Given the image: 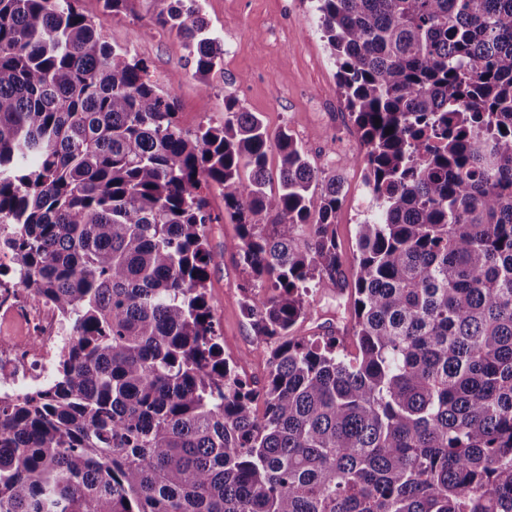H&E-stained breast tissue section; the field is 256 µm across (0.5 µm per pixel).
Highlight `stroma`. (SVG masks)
<instances>
[{
    "instance_id": "1",
    "label": "stroma",
    "mask_w": 512,
    "mask_h": 512,
    "mask_svg": "<svg viewBox=\"0 0 512 512\" xmlns=\"http://www.w3.org/2000/svg\"><path fill=\"white\" fill-rule=\"evenodd\" d=\"M212 32L224 41V63L200 82L184 42L155 25L163 0H130L112 14L104 0H80L88 17L102 20L109 44L148 61L163 88L173 92L183 130L224 119V98L234 95L244 110L259 115L269 132L288 128L318 168L342 182L336 213L340 269L335 295L310 293L312 307L345 317L346 289L357 269V225L369 205L362 192L366 146L347 112L336 68L317 28L310 0H198ZM214 217L207 227L211 251L209 283L214 321L224 354L256 381L269 371L265 345L241 314L247 279L238 254L234 223L218 190L208 195Z\"/></svg>"
}]
</instances>
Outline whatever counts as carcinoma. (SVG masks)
<instances>
[{
	"mask_svg": "<svg viewBox=\"0 0 512 512\" xmlns=\"http://www.w3.org/2000/svg\"><path fill=\"white\" fill-rule=\"evenodd\" d=\"M78 2L0 0L4 244L73 336L0 401V512H512V0H315L374 208L352 350L292 335L336 292L338 178L231 97L183 130ZM165 2L207 81L224 41ZM212 188L261 383L215 329Z\"/></svg>",
	"mask_w": 512,
	"mask_h": 512,
	"instance_id": "cac0c4a2",
	"label": "carcinoma"
}]
</instances>
